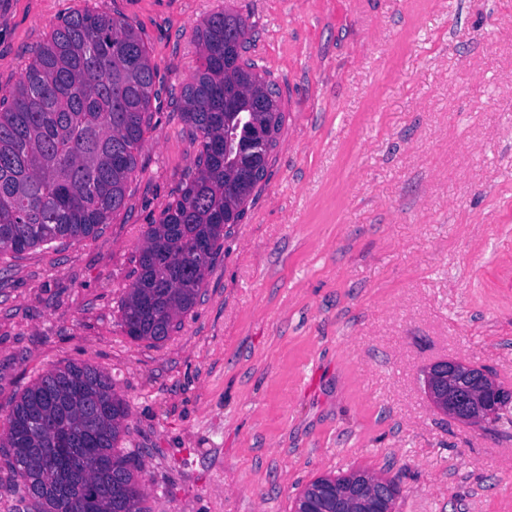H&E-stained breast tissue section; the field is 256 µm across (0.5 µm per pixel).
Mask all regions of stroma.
<instances>
[{
    "label": "stroma",
    "mask_w": 512,
    "mask_h": 512,
    "mask_svg": "<svg viewBox=\"0 0 512 512\" xmlns=\"http://www.w3.org/2000/svg\"><path fill=\"white\" fill-rule=\"evenodd\" d=\"M77 10L141 30L157 96L125 208L0 255V429L40 374L89 363L129 405L150 512H293L355 469L398 478L395 512H512V407L470 424L424 383L454 359L512 390V0H0V95ZM224 10L286 122L181 329L135 341L120 300L194 168L182 91Z\"/></svg>",
    "instance_id": "35a3bbf8"
}]
</instances>
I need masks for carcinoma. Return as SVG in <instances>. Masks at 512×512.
<instances>
[{"instance_id": "carcinoma-1", "label": "carcinoma", "mask_w": 512, "mask_h": 512, "mask_svg": "<svg viewBox=\"0 0 512 512\" xmlns=\"http://www.w3.org/2000/svg\"><path fill=\"white\" fill-rule=\"evenodd\" d=\"M195 40L203 69L183 88L182 115L200 150L185 187L148 226L121 301L134 341L164 342L181 328L225 229L262 187L286 119L276 84L244 57L246 20L214 13ZM155 79L141 32L121 17L78 11L53 31L0 98V254L79 242L126 207ZM259 131L264 146L250 156L244 145ZM128 416L111 376L72 363L22 392L0 448L43 512H150L132 453L119 447Z\"/></svg>"}]
</instances>
